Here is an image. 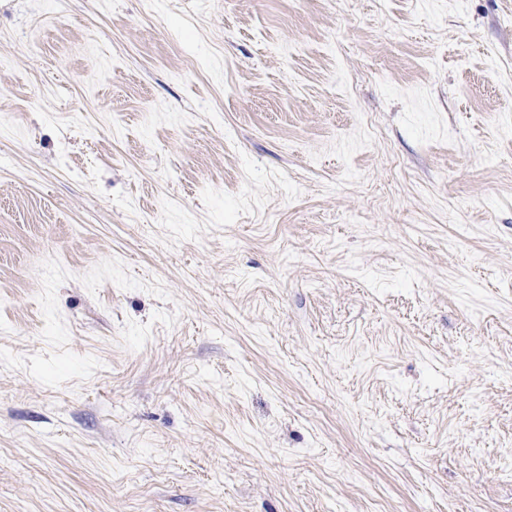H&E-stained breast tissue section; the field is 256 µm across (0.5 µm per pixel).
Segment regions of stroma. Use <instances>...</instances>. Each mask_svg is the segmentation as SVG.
Listing matches in <instances>:
<instances>
[{
	"instance_id": "stroma-1",
	"label": "stroma",
	"mask_w": 512,
	"mask_h": 512,
	"mask_svg": "<svg viewBox=\"0 0 512 512\" xmlns=\"http://www.w3.org/2000/svg\"><path fill=\"white\" fill-rule=\"evenodd\" d=\"M0 512H512V0H0Z\"/></svg>"
}]
</instances>
